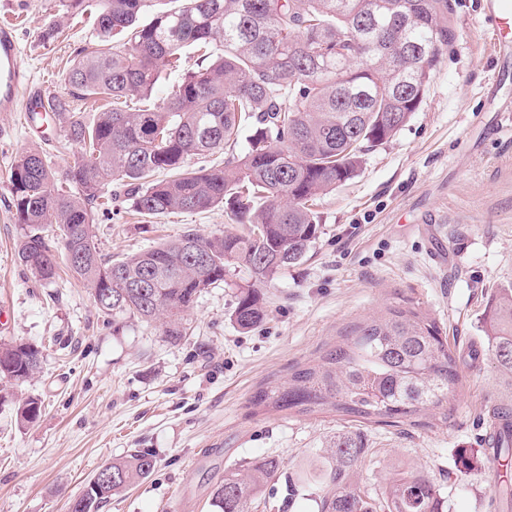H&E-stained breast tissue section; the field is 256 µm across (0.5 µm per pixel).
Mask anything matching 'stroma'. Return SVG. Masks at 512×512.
<instances>
[{"instance_id":"1","label":"stroma","mask_w":512,"mask_h":512,"mask_svg":"<svg viewBox=\"0 0 512 512\" xmlns=\"http://www.w3.org/2000/svg\"><path fill=\"white\" fill-rule=\"evenodd\" d=\"M487 2L449 0L453 37L419 110L362 154L354 178L317 199L319 239L264 289L267 315L248 332L232 317L237 273L233 286L202 293L178 344L155 323L129 319L113 330L67 270L54 283L35 281L17 259L9 171L33 148L61 171L79 148L58 128L39 133L21 113L0 112V341L44 352L40 373L0 392V512H69L95 472L133 448L152 450L156 469L102 512H215L212 492L225 471L275 456L288 474L349 430L368 448L355 472L361 491L416 469L444 487L448 512H497L496 491L512 484V467L453 476L457 450L480 446L489 409L512 406L490 359L463 368L447 418L419 427L252 405L258 390L287 385L337 337L403 301L427 310L452 349L466 350L480 341L488 302L512 289V134L489 104L512 103V67L501 70L493 57L481 25ZM63 11V0H0V21L16 22L33 85L50 94L62 90L74 49L96 35L83 16L43 42ZM94 224L101 253L116 258L190 229L220 236L234 222L221 205L148 218L116 202ZM28 395L40 399L41 415L21 424L16 402Z\"/></svg>"}]
</instances>
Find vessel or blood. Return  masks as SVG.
<instances>
[{"mask_svg":"<svg viewBox=\"0 0 512 512\" xmlns=\"http://www.w3.org/2000/svg\"><path fill=\"white\" fill-rule=\"evenodd\" d=\"M482 24L492 34L495 56L512 59V0H490ZM46 104V95L32 88L21 63L15 27L0 22V112L29 115L45 111Z\"/></svg>","mask_w":512,"mask_h":512,"instance_id":"b4317fda","label":"vessel or blood"}]
</instances>
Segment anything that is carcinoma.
<instances>
[{
	"label": "carcinoma",
	"instance_id": "carcinoma-1",
	"mask_svg": "<svg viewBox=\"0 0 512 512\" xmlns=\"http://www.w3.org/2000/svg\"><path fill=\"white\" fill-rule=\"evenodd\" d=\"M66 15L93 17L96 40L77 49L60 93L49 97L52 120L80 155L57 173L37 150L15 159L11 207L22 233L20 264L39 282L57 273V248L41 233L57 224L72 275L91 292L98 312L161 322L172 343L186 335L183 314L209 288L243 269L233 316L250 331L266 317L260 286L301 263L321 230L309 202L355 176L366 145L393 137L417 111L430 72L448 45V0H178L140 21L153 0H64ZM199 53L182 70V54ZM178 75L166 96L158 86ZM112 100L85 123L77 100ZM226 163L194 167L236 145ZM167 173L163 180L158 172ZM139 214L202 212L220 204L237 227L203 237L193 231L122 258L100 252L94 209L112 206V183ZM482 344L467 357L487 356L512 381V291L495 297L482 321ZM32 343H0V383L31 379L42 365ZM462 356L448 347L437 321L414 305L357 325L321 362L297 369L288 387L263 389L256 408L324 410L358 422L421 424L448 416ZM41 401L25 398L17 419L32 423ZM366 448L345 431L310 467L288 474V499L315 490L318 512H448L442 486L423 471L399 472L376 496L353 482ZM512 455V409L489 412L482 449H462L461 475L487 457ZM156 457L135 449L99 468L97 481L74 512H101L112 497L147 478ZM275 457L224 473L213 491L219 512L278 507L271 485L281 473Z\"/></svg>",
	"mask_w": 512,
	"mask_h": 512
}]
</instances>
